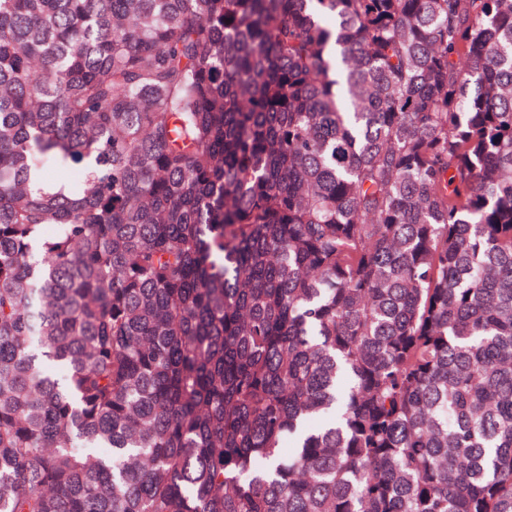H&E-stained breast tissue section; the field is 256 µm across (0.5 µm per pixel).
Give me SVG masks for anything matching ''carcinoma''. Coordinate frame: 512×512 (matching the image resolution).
Returning <instances> with one entry per match:
<instances>
[{
	"instance_id": "cac0c4a2",
	"label": "carcinoma",
	"mask_w": 512,
	"mask_h": 512,
	"mask_svg": "<svg viewBox=\"0 0 512 512\" xmlns=\"http://www.w3.org/2000/svg\"><path fill=\"white\" fill-rule=\"evenodd\" d=\"M0 512H512V0H0Z\"/></svg>"
}]
</instances>
